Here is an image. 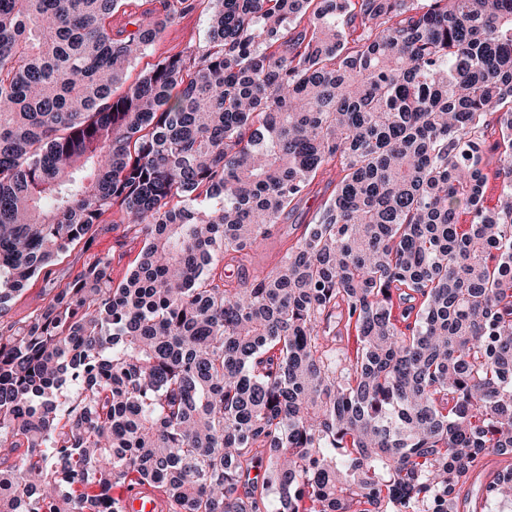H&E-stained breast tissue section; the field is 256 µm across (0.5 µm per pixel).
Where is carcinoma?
I'll list each match as a JSON object with an SVG mask.
<instances>
[{
	"mask_svg": "<svg viewBox=\"0 0 512 512\" xmlns=\"http://www.w3.org/2000/svg\"><path fill=\"white\" fill-rule=\"evenodd\" d=\"M157 2L0 0V312L114 209L142 243L0 327V512H512V0H212L128 85ZM213 11L214 5L208 10H193L165 27L158 39L148 48L145 55L137 60L134 68L129 72V82L160 58L180 53L189 46H204L207 42ZM334 179H336L334 168L319 175L314 182L313 192L306 196L294 210L289 211L281 224L271 228L261 243L249 252L244 267L231 262L227 257L224 258V279L235 284L241 283L255 271L272 268L284 255L288 246L300 235L304 224H310L324 207L333 189V185L330 186L328 182ZM122 512H169L168 497L148 483L126 484L119 491Z\"/></svg>",
	"mask_w": 512,
	"mask_h": 512,
	"instance_id": "1",
	"label": "carcinoma"
}]
</instances>
